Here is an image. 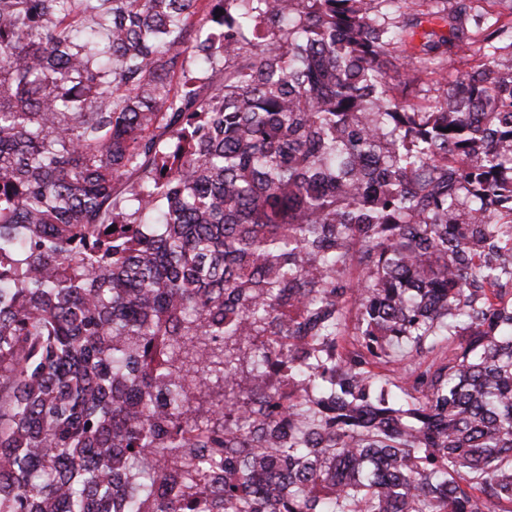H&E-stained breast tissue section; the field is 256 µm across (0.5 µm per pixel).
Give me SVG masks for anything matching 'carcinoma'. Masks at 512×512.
<instances>
[{
    "label": "carcinoma",
    "mask_w": 512,
    "mask_h": 512,
    "mask_svg": "<svg viewBox=\"0 0 512 512\" xmlns=\"http://www.w3.org/2000/svg\"><path fill=\"white\" fill-rule=\"evenodd\" d=\"M479 2L0 0V512H512Z\"/></svg>",
    "instance_id": "cac0c4a2"
}]
</instances>
